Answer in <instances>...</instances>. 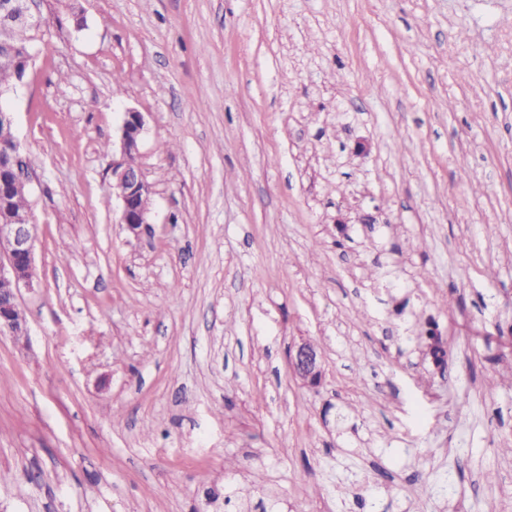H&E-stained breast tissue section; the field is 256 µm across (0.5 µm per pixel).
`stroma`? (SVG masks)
<instances>
[{"label": "stroma", "mask_w": 512, "mask_h": 512, "mask_svg": "<svg viewBox=\"0 0 512 512\" xmlns=\"http://www.w3.org/2000/svg\"><path fill=\"white\" fill-rule=\"evenodd\" d=\"M44 9L4 101L35 280L0 512H512V0ZM130 109L136 236L102 150ZM289 362L298 377L311 387L319 385L321 370L318 364L317 352L308 343H302L296 350L289 352Z\"/></svg>", "instance_id": "35a3bbf8"}]
</instances>
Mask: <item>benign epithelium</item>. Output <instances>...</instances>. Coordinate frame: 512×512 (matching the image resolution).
I'll use <instances>...</instances> for the list:
<instances>
[{
	"instance_id": "obj_1",
	"label": "benign epithelium",
	"mask_w": 512,
	"mask_h": 512,
	"mask_svg": "<svg viewBox=\"0 0 512 512\" xmlns=\"http://www.w3.org/2000/svg\"><path fill=\"white\" fill-rule=\"evenodd\" d=\"M42 0H0V24L19 22L35 30L43 27ZM0 334L16 340L28 336L27 321L14 318L19 293L34 278V238L27 214L7 206L8 195L27 186L26 165L14 134L13 115L0 107ZM147 133L144 114L124 113L115 142L112 143V194L120 202L119 223L137 235L151 223L153 195L138 163L141 142ZM289 362L298 377L311 387L319 385L321 370L317 352L302 343L289 352Z\"/></svg>"
}]
</instances>
